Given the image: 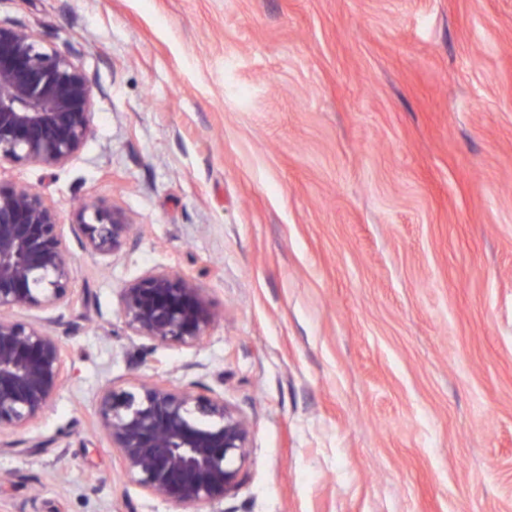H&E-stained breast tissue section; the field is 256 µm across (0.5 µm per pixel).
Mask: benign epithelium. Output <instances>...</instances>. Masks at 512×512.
Returning a JSON list of instances; mask_svg holds the SVG:
<instances>
[{"mask_svg":"<svg viewBox=\"0 0 512 512\" xmlns=\"http://www.w3.org/2000/svg\"><path fill=\"white\" fill-rule=\"evenodd\" d=\"M92 95L72 52L0 21V165L67 163L91 136ZM72 228L95 254L129 242L125 215L104 204L78 209ZM60 229L58 211L39 192L0 183V430L35 422L68 377L60 338L13 315L72 302L73 263ZM120 306L128 335L173 347L197 345L215 321L194 280L173 270L126 283ZM96 417L122 479L153 497L201 512L242 485L251 425L221 393L158 381L110 384L97 395Z\"/></svg>","mask_w":512,"mask_h":512,"instance_id":"1","label":"benign epithelium"}]
</instances>
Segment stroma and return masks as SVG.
I'll list each match as a JSON object with an SVG mask.
<instances>
[{
    "label": "stroma",
    "instance_id": "obj_1",
    "mask_svg": "<svg viewBox=\"0 0 512 512\" xmlns=\"http://www.w3.org/2000/svg\"><path fill=\"white\" fill-rule=\"evenodd\" d=\"M71 51L93 135L0 166L59 213L75 302L19 310L70 373L0 433V512H181L118 476L107 384L223 394L252 423L210 512H512V0H0ZM122 209L103 256L76 204ZM172 269L219 320L126 335L119 291Z\"/></svg>",
    "mask_w": 512,
    "mask_h": 512
}]
</instances>
